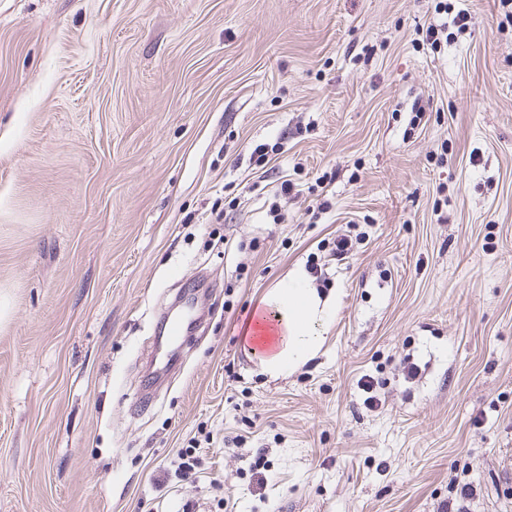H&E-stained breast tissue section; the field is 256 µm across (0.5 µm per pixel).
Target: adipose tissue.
Masks as SVG:
<instances>
[{
    "label": "adipose tissue",
    "instance_id": "ef3b65f1",
    "mask_svg": "<svg viewBox=\"0 0 512 512\" xmlns=\"http://www.w3.org/2000/svg\"><path fill=\"white\" fill-rule=\"evenodd\" d=\"M331 304V299L309 287L300 269L261 300L255 317L246 323L242 341L263 374L273 379L287 376L317 354Z\"/></svg>",
    "mask_w": 512,
    "mask_h": 512
}]
</instances>
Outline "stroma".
<instances>
[{
  "mask_svg": "<svg viewBox=\"0 0 512 512\" xmlns=\"http://www.w3.org/2000/svg\"><path fill=\"white\" fill-rule=\"evenodd\" d=\"M299 267L334 304L273 380ZM445 505L512 512V7L0 0V512ZM331 304V298L322 299L309 287L301 269L273 288L247 320L242 336L245 347L259 361L261 373L272 379L286 377L314 357L323 344L320 327ZM268 315L273 317L272 324L261 325L258 318Z\"/></svg>",
  "mask_w": 512,
  "mask_h": 512,
  "instance_id": "obj_1",
  "label": "stroma"
}]
</instances>
